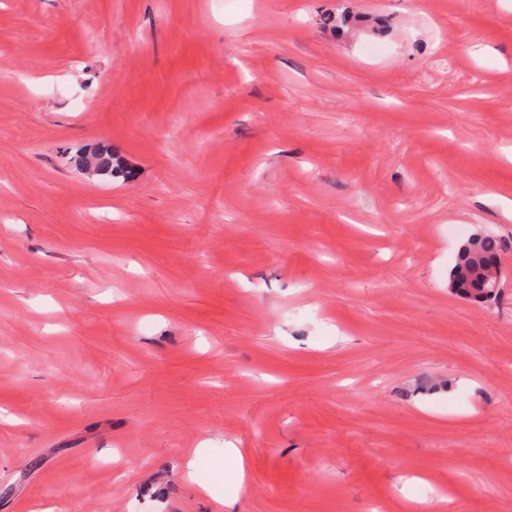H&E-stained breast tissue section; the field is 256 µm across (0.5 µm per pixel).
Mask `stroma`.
I'll use <instances>...</instances> for the list:
<instances>
[{
  "mask_svg": "<svg viewBox=\"0 0 512 512\" xmlns=\"http://www.w3.org/2000/svg\"><path fill=\"white\" fill-rule=\"evenodd\" d=\"M418 502L512 512V0H0V512ZM82 152L74 156V164L76 165L78 161V164L82 167L86 157L88 155L92 156L93 170L97 172L95 176L107 178L126 177V179L131 177V171L127 170L123 165L116 152L112 149V145H100L80 156ZM502 241L485 234L464 244L449 273V283L460 297L478 302L495 299L491 292L490 268L500 262ZM479 269V272H478Z\"/></svg>",
  "mask_w": 512,
  "mask_h": 512,
  "instance_id": "obj_1",
  "label": "stroma"
}]
</instances>
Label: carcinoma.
Masks as SVG:
<instances>
[{
	"mask_svg": "<svg viewBox=\"0 0 512 512\" xmlns=\"http://www.w3.org/2000/svg\"><path fill=\"white\" fill-rule=\"evenodd\" d=\"M88 155L93 157V170L97 176L131 177V171L123 165L112 146L100 145ZM86 156L76 155L74 159L82 166ZM502 247V241L491 234L475 237L464 244L449 273L453 291L462 298L478 302L496 298L491 292L490 268L500 262Z\"/></svg>",
	"mask_w": 512,
	"mask_h": 512,
	"instance_id": "cac0c4a2",
	"label": "carcinoma"
}]
</instances>
